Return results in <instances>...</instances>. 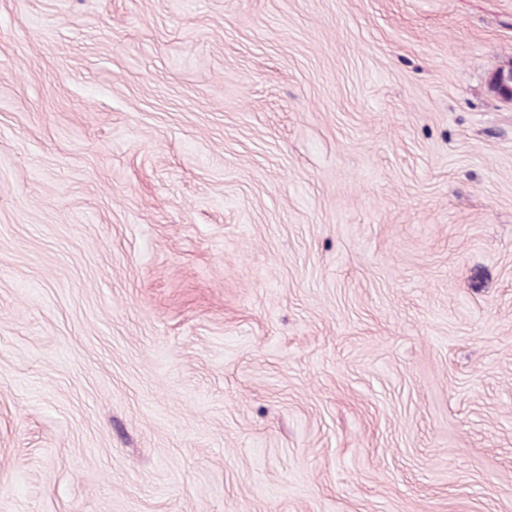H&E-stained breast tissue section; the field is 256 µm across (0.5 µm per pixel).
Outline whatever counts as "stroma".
I'll return each mask as SVG.
<instances>
[{
	"label": "stroma",
	"instance_id": "stroma-1",
	"mask_svg": "<svg viewBox=\"0 0 512 512\" xmlns=\"http://www.w3.org/2000/svg\"><path fill=\"white\" fill-rule=\"evenodd\" d=\"M512 0H0V512H512Z\"/></svg>",
	"mask_w": 512,
	"mask_h": 512
}]
</instances>
